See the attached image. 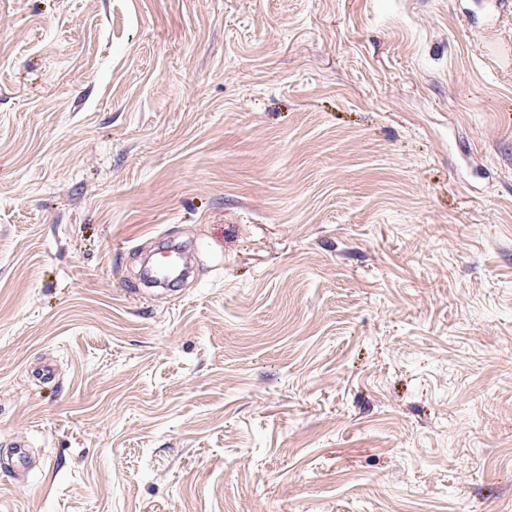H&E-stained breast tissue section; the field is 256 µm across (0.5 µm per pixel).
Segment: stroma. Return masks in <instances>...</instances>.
<instances>
[{
  "label": "stroma",
  "mask_w": 512,
  "mask_h": 512,
  "mask_svg": "<svg viewBox=\"0 0 512 512\" xmlns=\"http://www.w3.org/2000/svg\"><path fill=\"white\" fill-rule=\"evenodd\" d=\"M509 43L474 0H0V512H512Z\"/></svg>",
  "instance_id": "1"
}]
</instances>
